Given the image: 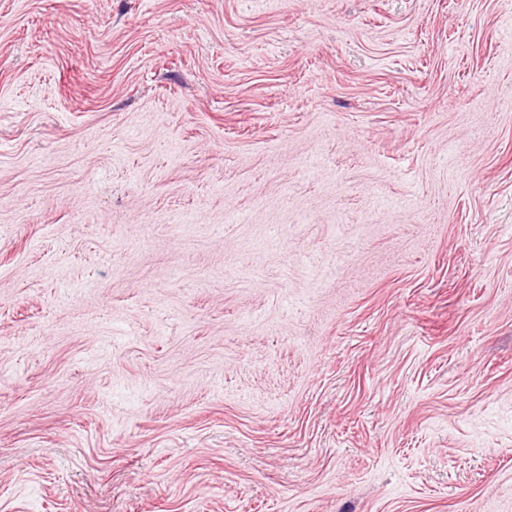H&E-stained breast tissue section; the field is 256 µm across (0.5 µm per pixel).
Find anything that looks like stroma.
Returning a JSON list of instances; mask_svg holds the SVG:
<instances>
[{
    "label": "stroma",
    "instance_id": "obj_1",
    "mask_svg": "<svg viewBox=\"0 0 512 512\" xmlns=\"http://www.w3.org/2000/svg\"><path fill=\"white\" fill-rule=\"evenodd\" d=\"M0 512H512V0H0Z\"/></svg>",
    "mask_w": 512,
    "mask_h": 512
}]
</instances>
